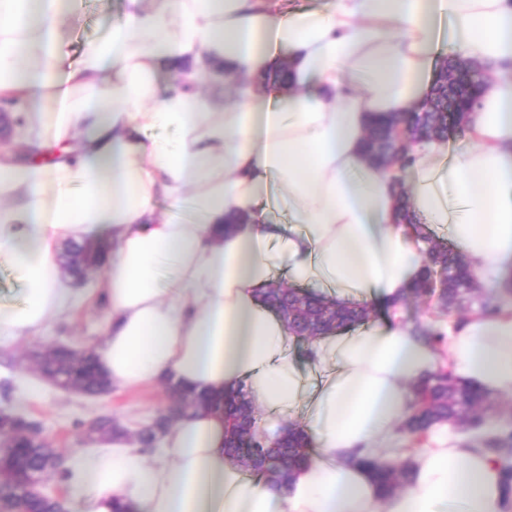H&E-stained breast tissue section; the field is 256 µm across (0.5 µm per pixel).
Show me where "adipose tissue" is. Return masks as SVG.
Here are the masks:
<instances>
[{
	"instance_id": "obj_1",
	"label": "adipose tissue",
	"mask_w": 512,
	"mask_h": 512,
	"mask_svg": "<svg viewBox=\"0 0 512 512\" xmlns=\"http://www.w3.org/2000/svg\"><path fill=\"white\" fill-rule=\"evenodd\" d=\"M68 13V0H0V95L23 102L32 129L27 159L0 163V265L23 284L22 300L0 307V339L71 309L59 248L91 235L109 248L96 352L113 385H241L271 415L304 402L313 441L282 492L225 455L222 416L187 412L155 448L115 435L71 456L70 512H113L117 500L129 512H506L501 466L482 449L443 436L409 456L392 441L409 384L441 360L512 393V304L452 327L442 351L397 318L314 340L302 367L260 291L282 274L344 305L400 306L422 245L394 223L391 177L363 143L375 116L427 99L446 56L492 75L464 140L416 147L410 202L447 228L480 285L512 271V82L501 79L512 0H327L285 15L264 0H127L74 64ZM282 63L290 89L255 87ZM207 74L234 78L235 100L203 94ZM157 126L177 145L149 139ZM163 200L191 201L190 223L159 213ZM379 450L415 470L384 502L352 461Z\"/></svg>"
}]
</instances>
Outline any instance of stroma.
Returning <instances> with one entry per match:
<instances>
[{"instance_id": "35a3bbf8", "label": "stroma", "mask_w": 512, "mask_h": 512, "mask_svg": "<svg viewBox=\"0 0 512 512\" xmlns=\"http://www.w3.org/2000/svg\"><path fill=\"white\" fill-rule=\"evenodd\" d=\"M125 0H72L63 30L71 59H78L124 18ZM102 271L91 272L80 291L83 302L71 313L52 321L35 336L0 340V407H9L40 423L56 446L76 448L78 425L90 417L109 414L128 431L137 430L166 404L162 385L148 384L137 390L113 389L109 395L89 398L56 389L42 382L28 368L24 356L43 344L62 342L88 345L102 336L108 307L98 295Z\"/></svg>"}]
</instances>
